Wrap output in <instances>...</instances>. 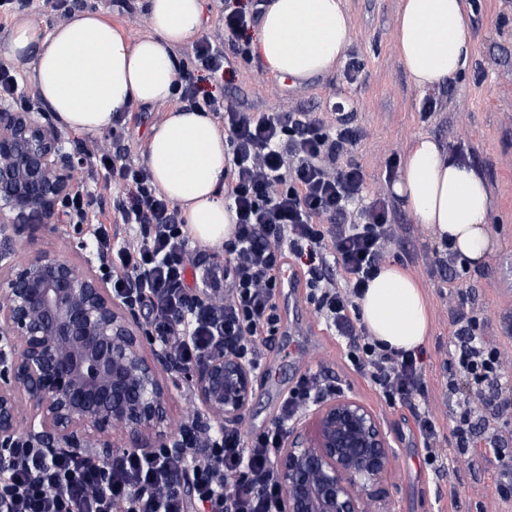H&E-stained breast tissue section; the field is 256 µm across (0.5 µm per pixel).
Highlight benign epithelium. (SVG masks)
Instances as JSON below:
<instances>
[{
  "instance_id": "7a95c632",
  "label": "benign epithelium",
  "mask_w": 512,
  "mask_h": 512,
  "mask_svg": "<svg viewBox=\"0 0 512 512\" xmlns=\"http://www.w3.org/2000/svg\"><path fill=\"white\" fill-rule=\"evenodd\" d=\"M68 132L40 109L0 100V448L147 451L172 440L160 370L186 373L221 426L244 419L252 370L224 344L190 367L152 344L135 307L112 296L104 260L24 257L22 243L63 223L82 181ZM393 455L376 414L354 397L324 399L288 431L276 460L285 512H395L383 485Z\"/></svg>"
}]
</instances>
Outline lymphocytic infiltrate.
Returning a JSON list of instances; mask_svg holds the SVG:
<instances>
[{"label": "lymphocytic infiltrate", "instance_id": "f902f5d3", "mask_svg": "<svg viewBox=\"0 0 512 512\" xmlns=\"http://www.w3.org/2000/svg\"><path fill=\"white\" fill-rule=\"evenodd\" d=\"M253 9L225 12L224 32L195 45L194 68L179 71L177 100L211 113L226 134L225 198L236 212L228 260H194L179 207L157 189L148 167L128 156V128L112 122V146L77 147L90 181L121 189L112 200L128 237L115 244L95 216L102 206L81 189L69 204L93 221L97 252L112 265V294L144 307L154 344L174 361L199 364L216 343L261 370L278 330L280 273L292 268L321 324L345 344L354 371L387 404L415 400V425L428 463L445 455L416 354L386 349L362 324L356 300L377 275L386 243L402 230L385 198L364 201L363 170L352 150L361 129L335 124L313 108L248 112L204 90V77L251 62ZM232 53H225V42ZM194 286H187V278ZM448 361V395L459 409L457 447L470 445L471 424L512 413L501 351L476 334L475 318L456 317ZM320 372L301 375L283 397L272 428L243 436L232 426L193 422L178 443L153 452L121 450L101 462L44 448L0 451V512H283L275 459L289 429L315 401L340 393ZM191 478L189 489L173 474Z\"/></svg>", "mask_w": 512, "mask_h": 512}]
</instances>
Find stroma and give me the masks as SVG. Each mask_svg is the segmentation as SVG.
Returning <instances> with one entry per match:
<instances>
[{
  "instance_id": "35a3bbf8",
  "label": "stroma",
  "mask_w": 512,
  "mask_h": 512,
  "mask_svg": "<svg viewBox=\"0 0 512 512\" xmlns=\"http://www.w3.org/2000/svg\"><path fill=\"white\" fill-rule=\"evenodd\" d=\"M84 4L102 11L129 40L151 32L144 0H84ZM347 7L353 39L345 56L360 65L354 84H347L339 69L296 82L270 74L259 59L239 64L235 76L213 78L212 84L253 112L313 106L334 113L335 123L362 129L364 137L354 156L363 169V195L368 200L387 197L405 226L400 237L386 244L384 259L400 264L420 282L432 309L428 342L420 358L449 464L425 463L412 403L386 404L347 365L343 347L328 335L307 303L296 315L300 321L294 334L288 323L295 315L279 305L281 324L266 353L267 362L279 370V381L270 383L266 371L254 372V399L238 428L247 436L273 426L278 405L300 377L295 364L301 361L339 383L345 395L360 400L379 417L393 452L385 489L397 512H512V500L501 499L496 491L498 457H512V420L494 425L499 450H492L481 433L472 448L460 451L453 438L456 407L446 400V362L454 349L452 322L460 314L479 317L485 340L507 357L505 376L512 380V0H480L478 11L470 15L471 67L426 96L414 87L398 60L394 33L399 0H347ZM426 97L437 103L435 112L427 116L420 112ZM164 112L161 105L131 109L133 160L144 161L149 132ZM419 134L459 150L482 170L493 190L489 232L494 248L479 267L458 260V275L452 281L435 272L437 241L424 225L414 222L403 202L391 197L386 178L387 168L401 160ZM90 238L88 224H59L38 232L27 252L76 261L79 241Z\"/></svg>"
}]
</instances>
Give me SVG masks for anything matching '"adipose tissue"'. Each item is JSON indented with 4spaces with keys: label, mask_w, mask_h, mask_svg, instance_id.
I'll use <instances>...</instances> for the list:
<instances>
[{
    "label": "adipose tissue",
    "mask_w": 512,
    "mask_h": 512,
    "mask_svg": "<svg viewBox=\"0 0 512 512\" xmlns=\"http://www.w3.org/2000/svg\"><path fill=\"white\" fill-rule=\"evenodd\" d=\"M151 34L136 42L93 9L72 12L44 29L16 15L0 50L30 70L35 95L57 122L77 134L103 132L115 113L164 104L151 129L145 163L158 189L178 205L185 230L220 250L235 214L224 200V130L211 113L174 101L179 63L174 49L190 44L202 26V0H145ZM468 0H400L394 34L402 69L421 91L446 85L469 67L473 52ZM352 41L345 0H268L256 48L270 73L303 80L337 66ZM393 194L416 223L452 243L471 266L492 250L487 226L489 184L468 159L428 135L412 139ZM368 332L391 350L416 351L431 317L419 282L395 263L381 266L358 300Z\"/></svg>",
    "instance_id": "1"
}]
</instances>
